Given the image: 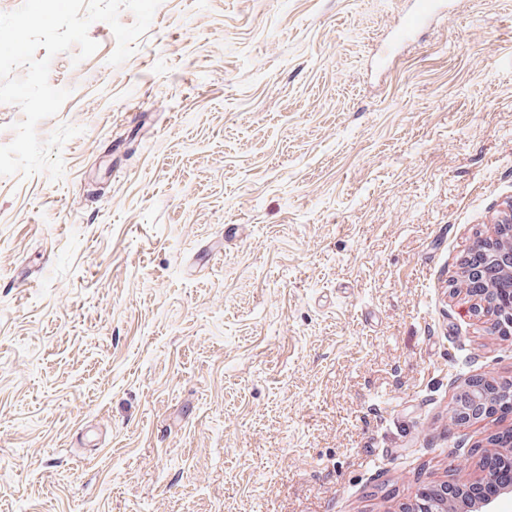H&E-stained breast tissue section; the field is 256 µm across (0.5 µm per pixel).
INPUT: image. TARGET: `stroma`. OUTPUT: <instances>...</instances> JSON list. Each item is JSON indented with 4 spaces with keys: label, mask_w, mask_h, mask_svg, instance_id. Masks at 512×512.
<instances>
[{
    "label": "stroma",
    "mask_w": 512,
    "mask_h": 512,
    "mask_svg": "<svg viewBox=\"0 0 512 512\" xmlns=\"http://www.w3.org/2000/svg\"><path fill=\"white\" fill-rule=\"evenodd\" d=\"M161 0L50 58L0 176V512H408L512 414L472 245L512 200V0ZM477 392L483 393L484 390L474 387L468 391L460 401L459 410L468 418H478L491 409V401L480 400L476 397Z\"/></svg>",
    "instance_id": "1"
}]
</instances>
